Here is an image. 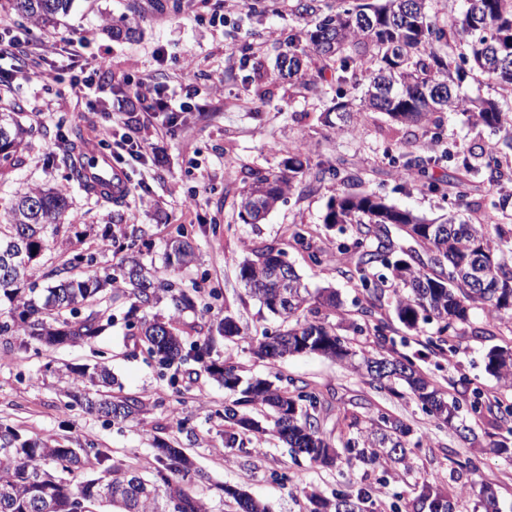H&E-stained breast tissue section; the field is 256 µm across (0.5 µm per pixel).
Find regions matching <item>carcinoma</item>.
<instances>
[{"label": "carcinoma", "instance_id": "cac0c4a2", "mask_svg": "<svg viewBox=\"0 0 512 512\" xmlns=\"http://www.w3.org/2000/svg\"><path fill=\"white\" fill-rule=\"evenodd\" d=\"M74 0H11L19 15L33 19L43 28L54 25L68 13ZM432 0H290L289 11L301 27L288 33L277 54L278 75L306 92H319L318 78L331 71L336 83L348 84L351 98L336 96L327 112L336 113L343 124L356 125L370 112H384L403 125L427 129L436 115L461 114L474 124L500 134L492 146L462 150L436 133L435 154L417 156L404 163L408 176L422 189L455 190L462 200L481 190L483 184L496 189L486 205L483 221L474 223L450 210L441 221H428L413 212L385 202L374 193L351 190L331 198L323 223L349 226L350 240L336 247L330 259L354 261L365 312L387 300L383 289L387 277L373 279L369 269L381 265L391 271L398 286L392 289L393 309L410 332L420 324L437 325L432 347L454 351L448 337L470 323L471 312L480 306L492 319L512 312V114L494 99L468 97L459 87L466 74L495 82L512 91V0H465L463 11L442 22L430 14ZM108 33L114 40L130 39L134 30L123 18L112 20ZM31 130L14 112H0V167L16 165L27 145ZM78 142L70 143L71 180L88 195L96 194L82 174ZM308 161L300 152L288 154L283 169L274 174L250 172V181L240 200V218L259 224L284 202L297 185L312 191L307 179ZM67 197L51 188H37L16 196L0 221V298L13 308L0 316V337L20 339L19 348L33 343L47 346L87 344L114 325V316H104L95 306L105 302L124 313L127 339L133 347L164 368L193 360L198 371L239 393L224 406L217 418L228 424L224 445L242 444L241 436L267 433L285 443L294 455L310 462L335 465L342 460L383 465L402 464L407 459V438L413 428L403 420L381 413L362 420L351 417L347 427L356 436L344 444L346 456L323 435L319 409L323 399L308 385L292 378L277 381L255 378L243 381L242 366L218 356L219 342H234L243 329L229 307L224 317L211 320L213 303L220 294L203 296L200 289L187 290L175 273L196 259L195 249L183 226L167 239L162 266L144 261L150 243L145 232L119 244L124 253L112 270L100 269L92 254H75L65 263V275L46 288L45 300L37 298L36 284L23 289L31 265L49 239L59 235L67 217ZM403 230L423 247L427 259L394 241L388 225ZM375 240L371 245L369 240ZM238 274L252 296L287 325L284 331L264 335L254 354L263 360H283L300 353H314L344 362L362 372L377 389L395 392L394 384L407 387L422 409L472 444L478 437L467 424L462 403L447 395L435 382L418 372L405 356L356 350L351 341L327 325L322 310L334 311L340 302L333 288L312 296L301 276L286 261V250L277 242H260L246 247L236 259ZM166 303L169 313L156 312ZM193 313L191 322L184 314ZM486 370L505 386L512 387V347L493 348L486 355ZM70 402L107 421L123 422L143 414L145 400L137 396L108 395L114 385L109 367L67 366ZM478 402L470 411L482 409L508 424L507 436L491 447L512 452V402L489 399L479 388L470 390ZM269 410L272 428L259 425L254 412ZM154 463L145 475L134 461L111 460L90 439L70 436L27 437L19 429L0 425V512H100L105 506L119 512H210L199 487L209 476L198 469L181 448L153 437ZM85 479L75 484L74 473ZM224 495L237 505V512H269L268 505L238 489L223 487ZM309 512H362L364 496L353 499L338 494L328 499L313 491L306 495ZM418 502L428 512H454L455 503L444 489L427 483Z\"/></svg>", "mask_w": 512, "mask_h": 512}]
</instances>
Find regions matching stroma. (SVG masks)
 Segmentation results:
<instances>
[{"label": "stroma", "instance_id": "1", "mask_svg": "<svg viewBox=\"0 0 512 512\" xmlns=\"http://www.w3.org/2000/svg\"><path fill=\"white\" fill-rule=\"evenodd\" d=\"M288 2L240 0L233 8L229 0H74L70 14L55 29L34 28L33 39L51 49L41 74L12 91L0 92V112L20 113L32 130L21 165L0 169V213L10 208L16 193L29 189L52 187L69 194V231L31 269L30 279L41 289L52 283L48 271L62 267L75 253L95 254L102 268L117 264L121 252L100 247L103 227H111L119 240L145 231L153 243L152 256L158 259L170 233L184 226L193 235L197 259L181 272V280L188 287L219 290L244 329L235 343L222 347L224 357L239 362L247 375L270 378L280 372L321 390L326 400L321 430L331 442L339 440L344 413L364 417L384 412L412 425L421 441L419 448L409 453L406 464L388 470L360 462L326 467L297 461L270 434L248 443L242 452L225 448L224 424L214 412L231 400V393L196 375L192 362L181 367L178 383L170 384L153 359L127 347L126 330L120 324L92 343L59 349L10 350L0 340V423L20 427L29 436L86 437L110 456L143 462L151 457L144 432L179 441L210 477L200 493L212 512H235L234 503L221 498L224 485L244 487L266 501L271 512H308L310 504L304 496L308 489L325 497L365 491L370 495L367 512H391L392 506L415 502L427 482L453 494L456 512H484L473 488L490 484L499 512H512V460L491 448L471 447L454 431L438 427L415 400L377 391L346 364L317 354H297L271 365L253 353L264 332L282 328L279 319L248 295L231 261L255 239L286 241V259L310 291L332 287L339 292L341 306L328 317L337 333L351 337L355 348L375 347L373 337L351 329L365 321L358 280L342 275L335 263L315 266L308 260L309 249L330 254L347 239L323 222L329 199L343 189L325 173L338 159H346L349 169L361 173L365 190L428 219L453 206L463 211L484 206L479 194L460 202L452 195L419 192L410 181L400 179L388 156L403 151L408 133L387 115L369 114L354 133L327 123L324 111L336 96L334 75L323 80L322 96L307 98L279 79L276 56L295 25L286 10ZM121 15L136 29L133 39L115 41L107 33L113 18ZM70 38L82 39V58L105 53L111 58V72L97 81L96 107L72 97L63 103L58 100L73 78L61 53ZM159 47L165 51L161 61L154 55ZM245 52L250 64L244 69L240 58ZM147 74L159 84L194 86L191 111L174 120L159 114L153 125L138 132L163 150L160 162L150 156L137 160L127 149L118 148L124 128L112 120L119 102L131 95L133 83ZM96 127L111 128L112 140L106 148L130 181L129 196L118 205L88 198L69 178V157L59 141L60 132L74 130L84 136ZM298 148L311 170L324 174L314 192H291L263 224L242 223L238 211L247 171H280L289 151ZM294 224L311 228L308 246L289 242ZM379 315L390 327L396 353L432 375L450 395L467 400V387L459 383L464 377L469 387L512 400V390L502 387L485 368L489 350L512 343V321L491 322L482 310H474L471 323L455 337L457 350L451 354L428 345L435 325L414 334L398 321L391 306H383ZM100 357L108 361L124 392L146 400V414L112 424L81 407H66L67 385L46 373V366L81 365ZM184 418L190 421L191 433L177 429Z\"/></svg>", "mask_w": 512, "mask_h": 512}]
</instances>
